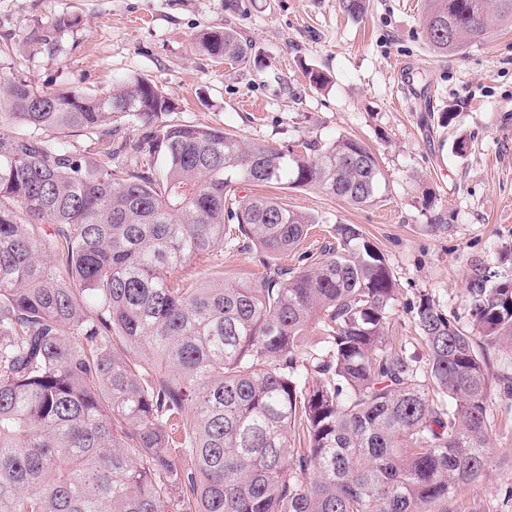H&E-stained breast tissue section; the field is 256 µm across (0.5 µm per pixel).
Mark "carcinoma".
I'll return each mask as SVG.
<instances>
[{
  "label": "carcinoma",
  "mask_w": 512,
  "mask_h": 512,
  "mask_svg": "<svg viewBox=\"0 0 512 512\" xmlns=\"http://www.w3.org/2000/svg\"><path fill=\"white\" fill-rule=\"evenodd\" d=\"M443 54L512 20V0H428ZM198 49L242 62L221 27ZM143 77L101 93L0 83V512H448L491 466L512 414V279L468 284L473 328L407 309L422 355L389 336L396 280L354 224L276 262L317 220L236 185L374 202L375 155L339 137L292 147L173 123ZM145 133L114 152L118 124ZM265 274L224 279V248ZM195 262L197 281L174 277ZM321 345L308 348L311 328Z\"/></svg>",
  "instance_id": "obj_1"
}]
</instances>
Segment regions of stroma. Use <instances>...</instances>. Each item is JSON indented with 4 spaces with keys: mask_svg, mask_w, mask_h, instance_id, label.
<instances>
[{
    "mask_svg": "<svg viewBox=\"0 0 512 512\" xmlns=\"http://www.w3.org/2000/svg\"><path fill=\"white\" fill-rule=\"evenodd\" d=\"M426 10L427 0H366L358 17L339 0H0V81L94 93L143 77L178 123L293 147L363 142L382 173L371 205L305 188L255 192L318 217L305 242L313 253L329 227L357 225L384 253L400 303L428 296L467 329L474 266L512 278V23L443 55L426 39ZM64 15L76 26L56 29ZM210 26L249 42L247 62L195 49ZM36 34L47 43L32 51ZM498 425L492 467L448 512H512V420Z\"/></svg>",
    "mask_w": 512,
    "mask_h": 512,
    "instance_id": "35a3bbf8",
    "label": "stroma"
}]
</instances>
